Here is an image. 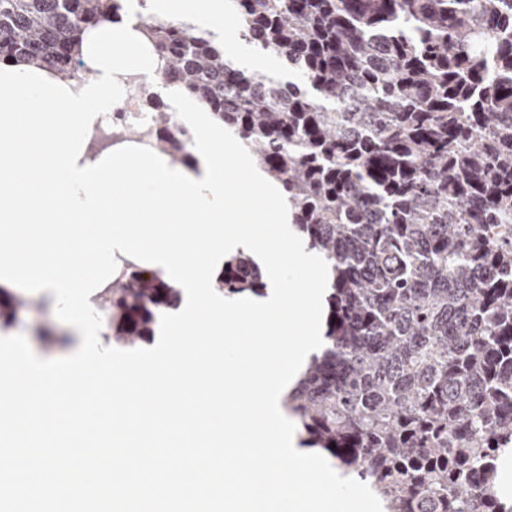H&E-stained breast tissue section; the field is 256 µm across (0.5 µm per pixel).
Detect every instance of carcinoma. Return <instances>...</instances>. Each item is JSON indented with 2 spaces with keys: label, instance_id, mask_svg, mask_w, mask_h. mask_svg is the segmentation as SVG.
Returning <instances> with one entry per match:
<instances>
[{
  "label": "carcinoma",
  "instance_id": "1",
  "mask_svg": "<svg viewBox=\"0 0 512 512\" xmlns=\"http://www.w3.org/2000/svg\"><path fill=\"white\" fill-rule=\"evenodd\" d=\"M239 37L304 79L234 67L207 33L149 16L162 79L206 105L288 198L331 268L326 338L288 410L308 448L371 480L388 512H512V0H233ZM121 0H0V62L83 81V35ZM150 105L153 148L188 130ZM226 296L257 293L253 260ZM178 289L134 267L98 308L134 348ZM27 301L0 296V330Z\"/></svg>",
  "mask_w": 512,
  "mask_h": 512
}]
</instances>
